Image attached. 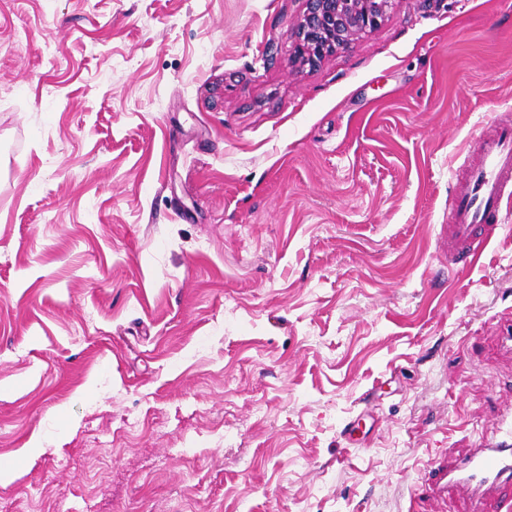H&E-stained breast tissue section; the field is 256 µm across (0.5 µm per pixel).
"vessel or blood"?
Returning a JSON list of instances; mask_svg holds the SVG:
<instances>
[{"mask_svg":"<svg viewBox=\"0 0 512 512\" xmlns=\"http://www.w3.org/2000/svg\"><path fill=\"white\" fill-rule=\"evenodd\" d=\"M512 189V126H498L482 138L479 152L462 177L448 208V262H475L505 228L503 199ZM512 486V408L501 415L496 432L455 460L437 459L432 467V497L455 490L468 497L473 512H512V497L503 496Z\"/></svg>","mask_w":512,"mask_h":512,"instance_id":"1","label":"vessel or blood"}]
</instances>
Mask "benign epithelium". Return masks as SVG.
<instances>
[{"mask_svg": "<svg viewBox=\"0 0 512 512\" xmlns=\"http://www.w3.org/2000/svg\"><path fill=\"white\" fill-rule=\"evenodd\" d=\"M302 15L292 27L294 61L316 67L353 37L385 21L394 0H304Z\"/></svg>", "mask_w": 512, "mask_h": 512, "instance_id": "1", "label": "benign epithelium"}]
</instances>
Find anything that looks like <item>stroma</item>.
<instances>
[{"mask_svg": "<svg viewBox=\"0 0 512 512\" xmlns=\"http://www.w3.org/2000/svg\"><path fill=\"white\" fill-rule=\"evenodd\" d=\"M303 9L0 0V512H407L512 405V228L448 264L512 0ZM302 15L292 27L294 61L316 67L353 37L385 21L394 0H304Z\"/></svg>", "mask_w": 512, "mask_h": 512, "instance_id": "stroma-1", "label": "stroma"}]
</instances>
